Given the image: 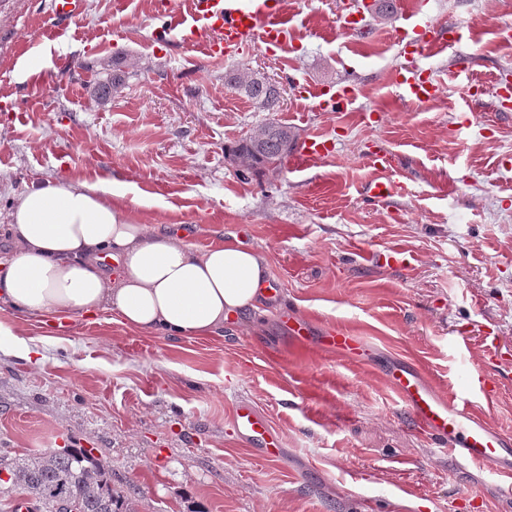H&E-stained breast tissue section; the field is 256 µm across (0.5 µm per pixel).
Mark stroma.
Wrapping results in <instances>:
<instances>
[{
    "label": "stroma",
    "mask_w": 512,
    "mask_h": 512,
    "mask_svg": "<svg viewBox=\"0 0 512 512\" xmlns=\"http://www.w3.org/2000/svg\"><path fill=\"white\" fill-rule=\"evenodd\" d=\"M85 2L62 30L50 0H0V212L35 182L114 178L198 246H253L279 291L204 339L107 312L52 326L0 310L14 330L0 337V450L95 449L115 484L139 486V512H462L467 499L512 512L489 473L415 428L388 381L408 366L448 396L478 372L493 399L474 408L512 437V0H432V23L463 39L422 60L440 83L424 104L393 82L408 62L397 13L368 14L364 37L344 32V0H283L282 51L254 40L214 60L158 36L159 9L184 0ZM243 68L278 87V111L227 85ZM339 86L353 104L319 111L310 90ZM267 122L335 150L242 178L225 154ZM381 148L407 191L377 202ZM387 247L411 264L367 260ZM339 328L369 361L323 345ZM489 332L503 356L486 352ZM241 401L279 434L278 459L233 433Z\"/></svg>",
    "instance_id": "1"
}]
</instances>
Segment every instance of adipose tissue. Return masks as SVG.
I'll return each instance as SVG.
<instances>
[{
  "mask_svg": "<svg viewBox=\"0 0 512 512\" xmlns=\"http://www.w3.org/2000/svg\"><path fill=\"white\" fill-rule=\"evenodd\" d=\"M0 304L52 322L115 314L130 329L213 336L257 308L265 258L241 240L199 247L136 217L115 183H32L7 213Z\"/></svg>",
  "mask_w": 512,
  "mask_h": 512,
  "instance_id": "adipose-tissue-1",
  "label": "adipose tissue"
}]
</instances>
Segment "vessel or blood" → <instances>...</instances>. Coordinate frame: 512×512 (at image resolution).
Returning <instances> with one entry per match:
<instances>
[{
  "label": "vessel or blood",
  "mask_w": 512,
  "mask_h": 512,
  "mask_svg": "<svg viewBox=\"0 0 512 512\" xmlns=\"http://www.w3.org/2000/svg\"><path fill=\"white\" fill-rule=\"evenodd\" d=\"M431 0H408L401 9L403 31L400 35L411 65L398 70L394 83L402 101L425 102L438 91V83L416 66L428 57L436 45H447L446 30L432 29L429 16ZM279 0H189V8L180 16H167V31L178 32L188 43L212 59L230 56L245 40L259 38L267 52L282 50L288 39L285 22L280 21ZM317 107L323 112L347 110L351 92L339 90L319 93ZM326 139L305 138L298 146V159L328 156ZM369 164L376 178L368 184L370 198L383 201L405 192L393 155L373 153ZM388 380L408 407L417 428L447 446L450 456L467 467L488 470L501 494L512 496V438L503 436L482 422L471 410L467 399L444 397L416 371L397 368ZM232 423L238 437L259 446L268 456L279 453L280 440L265 417L248 402H239Z\"/></svg>",
  "instance_id": "obj_1"
}]
</instances>
